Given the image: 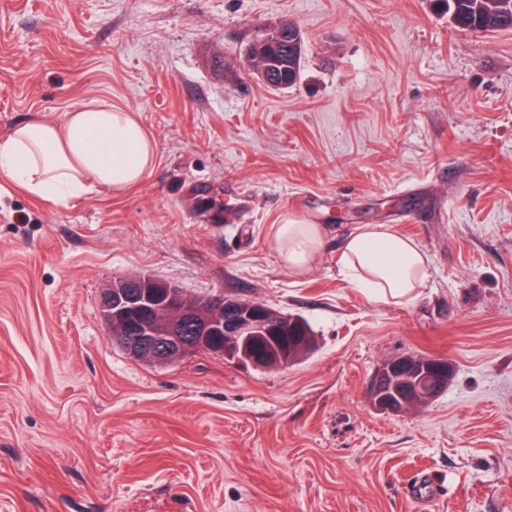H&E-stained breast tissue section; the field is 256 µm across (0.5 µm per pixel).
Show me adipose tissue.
Here are the masks:
<instances>
[{"instance_id": "1", "label": "adipose tissue", "mask_w": 512, "mask_h": 512, "mask_svg": "<svg viewBox=\"0 0 512 512\" xmlns=\"http://www.w3.org/2000/svg\"><path fill=\"white\" fill-rule=\"evenodd\" d=\"M155 161L156 147L135 113L96 99L72 105L58 121L18 123L0 143V176L45 199L92 186L106 192L129 189ZM273 238L282 264L298 275L316 265L325 229L287 215L274 226ZM429 265L417 241L390 224L361 225L341 244V274L386 303L410 299L427 281Z\"/></svg>"}]
</instances>
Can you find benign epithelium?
I'll use <instances>...</instances> for the list:
<instances>
[{"instance_id":"obj_1","label":"benign epithelium","mask_w":512,"mask_h":512,"mask_svg":"<svg viewBox=\"0 0 512 512\" xmlns=\"http://www.w3.org/2000/svg\"><path fill=\"white\" fill-rule=\"evenodd\" d=\"M124 290H109L102 297L101 308L112 309L109 326H118L119 318L130 314L148 313L151 318L138 322L126 329L118 330L117 337L134 344L146 357L159 361H174L186 357L200 347L194 333L210 325V320L199 312L196 305L179 300L172 286L157 283L164 289V299H152L140 292L147 287L139 276L128 277ZM219 310L226 313L221 321L224 328V356L246 362L254 367L270 364L267 357L255 354L252 342L260 334L288 321V317L271 309L255 315H236L229 303H217ZM434 383L423 385L426 371L413 364L387 362L376 372L373 384V407L383 413H399L413 408H422L432 403L447 390L452 376L449 363L433 365Z\"/></svg>"}]
</instances>
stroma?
I'll list each match as a JSON object with an SVG mask.
<instances>
[{
	"instance_id": "35a3bbf8",
	"label": "stroma",
	"mask_w": 512,
	"mask_h": 512,
	"mask_svg": "<svg viewBox=\"0 0 512 512\" xmlns=\"http://www.w3.org/2000/svg\"><path fill=\"white\" fill-rule=\"evenodd\" d=\"M282 23L304 43L275 90L245 60ZM87 98L134 112L156 163L58 201L0 176V512H512V30L443 0H0V141ZM286 213L330 230L310 273L278 257ZM362 224L428 254L413 301L340 275ZM140 274L304 319L316 348L136 360L100 303ZM402 355L451 382L376 411ZM401 360L417 362L419 364L434 363V383L429 388L424 387L423 380L426 374V366L419 371L418 365L402 362L384 363L376 372L373 384V407L383 413H399L413 408H422L432 403L441 393L447 390L452 376V368L448 362L439 358L427 356H401ZM392 380L389 389L381 387L382 382Z\"/></svg>"
}]
</instances>
